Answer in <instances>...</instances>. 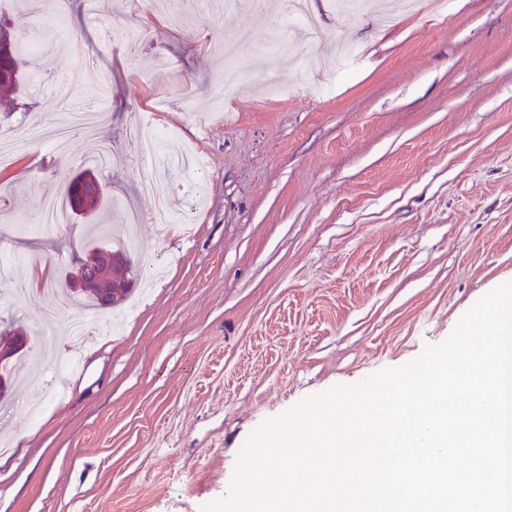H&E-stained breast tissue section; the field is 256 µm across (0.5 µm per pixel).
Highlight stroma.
Segmentation results:
<instances>
[{"mask_svg":"<svg viewBox=\"0 0 512 512\" xmlns=\"http://www.w3.org/2000/svg\"><path fill=\"white\" fill-rule=\"evenodd\" d=\"M224 2L190 25L145 0H112L95 21L70 0L57 34L26 16L49 71L97 58L107 122L68 157L35 143L0 167V226L16 228L0 236L13 261L0 319L34 337L42 313L61 326L82 314L53 290L95 247L89 221L68 215L49 238L26 227L49 191L96 169L102 138L115 215L139 202L134 122L147 139L169 128L205 175L192 190L180 164L155 167L190 234L115 227L149 291L121 333L77 371L18 369L0 404V512H198L265 418L414 359L512 281V0H425L389 27L310 0L320 44L269 21L276 0H235L230 19ZM144 22L154 43L113 42ZM229 27L247 80L217 103L211 45ZM161 96L167 110L147 119Z\"/></svg>","mask_w":512,"mask_h":512,"instance_id":"obj_1","label":"stroma"}]
</instances>
